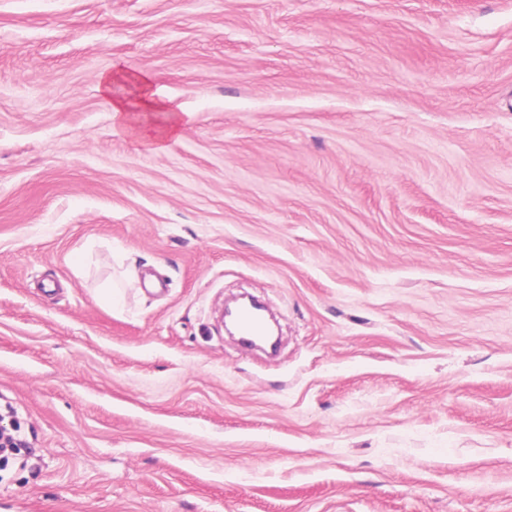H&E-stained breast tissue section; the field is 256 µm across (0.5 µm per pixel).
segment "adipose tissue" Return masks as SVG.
<instances>
[{
  "label": "adipose tissue",
  "instance_id": "obj_1",
  "mask_svg": "<svg viewBox=\"0 0 512 512\" xmlns=\"http://www.w3.org/2000/svg\"><path fill=\"white\" fill-rule=\"evenodd\" d=\"M112 76L103 79L106 104L113 119L127 132L132 133L150 146L161 147L164 140L176 137L182 117L168 110L159 89L145 85L136 99L112 97Z\"/></svg>",
  "mask_w": 512,
  "mask_h": 512
}]
</instances>
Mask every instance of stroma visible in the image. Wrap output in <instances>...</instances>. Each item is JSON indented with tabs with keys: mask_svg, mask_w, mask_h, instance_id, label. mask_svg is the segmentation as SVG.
Returning <instances> with one entry per match:
<instances>
[{
	"mask_svg": "<svg viewBox=\"0 0 512 512\" xmlns=\"http://www.w3.org/2000/svg\"><path fill=\"white\" fill-rule=\"evenodd\" d=\"M6 405L0 512H512V0H0ZM115 81L112 74L103 77V92L107 106L111 109L113 119L127 132L132 133L150 146L161 149L163 141L178 135L182 116L174 111L167 110V105L157 88L144 78V88L135 100L112 98V83ZM151 111L160 121L154 127H146L141 123L139 113ZM237 323L241 343L251 347V342L263 332L261 316L254 310L245 309L238 313ZM0 425V452H18L20 448H26V442L21 438L17 426L5 422L3 418ZM5 424H2L4 423Z\"/></svg>",
	"mask_w": 512,
	"mask_h": 512,
	"instance_id": "35a3bbf8",
	"label": "stroma"
}]
</instances>
